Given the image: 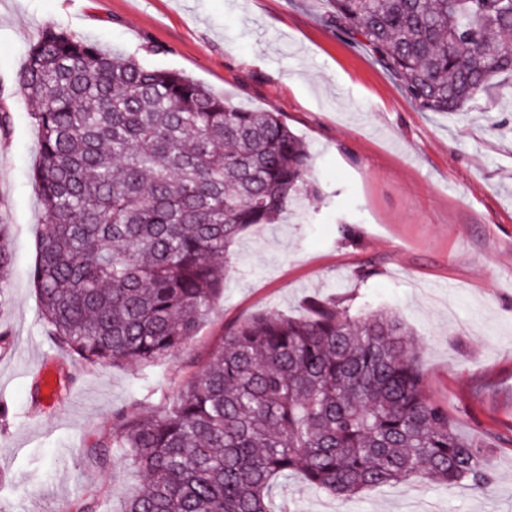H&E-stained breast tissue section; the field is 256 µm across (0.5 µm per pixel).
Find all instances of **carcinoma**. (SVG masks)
<instances>
[{
	"label": "carcinoma",
	"instance_id": "1",
	"mask_svg": "<svg viewBox=\"0 0 512 512\" xmlns=\"http://www.w3.org/2000/svg\"><path fill=\"white\" fill-rule=\"evenodd\" d=\"M332 3L336 29L421 112H458L512 75V0ZM15 82L40 134L41 315L89 364L166 359L223 290L231 244L320 196L279 113L232 106L70 30L45 28ZM11 238L0 224V288ZM114 457L143 477L119 512H298L276 496L294 476L340 500L414 481L494 485L482 443L427 395L402 320L334 296L229 327L167 409L112 415L89 461Z\"/></svg>",
	"mask_w": 512,
	"mask_h": 512
}]
</instances>
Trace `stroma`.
I'll return each instance as SVG.
<instances>
[{
	"label": "stroma",
	"mask_w": 512,
	"mask_h": 512,
	"mask_svg": "<svg viewBox=\"0 0 512 512\" xmlns=\"http://www.w3.org/2000/svg\"><path fill=\"white\" fill-rule=\"evenodd\" d=\"M332 11L331 0H0V223L14 230L0 293V512H114L141 475L89 463L113 413L165 410L226 328L261 311L298 316L327 295L403 319L428 395L486 446L495 485L477 495L416 482L343 506L293 479L279 496L302 512H512V76L460 112L419 111ZM49 26L281 113L321 186V200L241 235L196 335L156 365L86 363L58 348L40 312L38 132L15 76ZM61 366L68 397L38 400V370Z\"/></svg>",
	"instance_id": "obj_1"
}]
</instances>
